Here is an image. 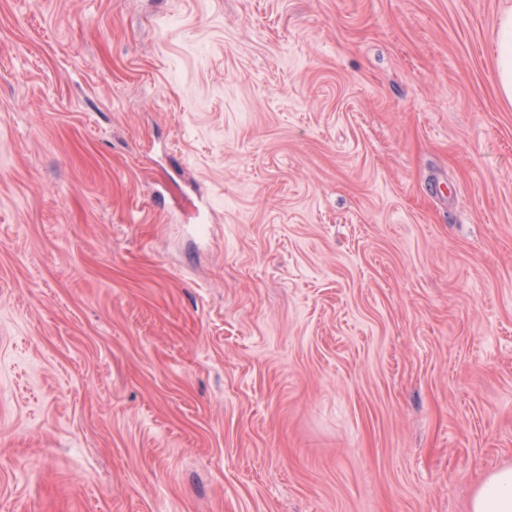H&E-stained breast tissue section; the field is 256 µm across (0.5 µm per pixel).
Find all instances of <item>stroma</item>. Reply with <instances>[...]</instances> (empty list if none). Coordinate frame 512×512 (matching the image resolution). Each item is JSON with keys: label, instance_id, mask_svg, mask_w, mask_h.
Listing matches in <instances>:
<instances>
[{"label": "stroma", "instance_id": "obj_1", "mask_svg": "<svg viewBox=\"0 0 512 512\" xmlns=\"http://www.w3.org/2000/svg\"><path fill=\"white\" fill-rule=\"evenodd\" d=\"M508 7L0 0V512H468ZM496 72L500 95L512 103V8L505 10L497 25Z\"/></svg>", "mask_w": 512, "mask_h": 512}]
</instances>
